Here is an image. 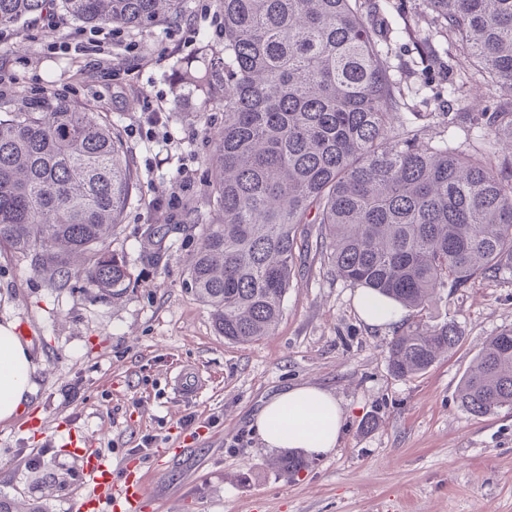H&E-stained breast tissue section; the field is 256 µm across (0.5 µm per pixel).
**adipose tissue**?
Masks as SVG:
<instances>
[{"label": "adipose tissue", "mask_w": 512, "mask_h": 512, "mask_svg": "<svg viewBox=\"0 0 512 512\" xmlns=\"http://www.w3.org/2000/svg\"><path fill=\"white\" fill-rule=\"evenodd\" d=\"M354 304L371 327H388L401 317L398 305L367 288L358 289ZM38 361L30 342L23 340L13 320H0V423L13 422L36 390ZM253 428L262 442L279 450L322 456L338 446L343 412L327 390L308 384L272 395L259 409Z\"/></svg>", "instance_id": "ef3b65f1"}]
</instances>
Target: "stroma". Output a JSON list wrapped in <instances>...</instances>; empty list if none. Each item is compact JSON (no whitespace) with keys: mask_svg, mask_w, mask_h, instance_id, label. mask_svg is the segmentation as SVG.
I'll return each mask as SVG.
<instances>
[{"mask_svg":"<svg viewBox=\"0 0 512 512\" xmlns=\"http://www.w3.org/2000/svg\"><path fill=\"white\" fill-rule=\"evenodd\" d=\"M384 6L385 15L367 19L383 31L409 129L456 145L478 141L479 127L448 129L439 115L496 111L500 91L440 35L425 0ZM220 14L218 0H182L178 18L124 28L139 58L122 86L93 70V54L52 53L45 18L0 26V70L21 88L0 96V112L23 106L24 91L70 86L72 102L94 107L120 135L139 181L112 239L131 272L121 297L77 280L55 287L29 259L0 253V320H15L42 357L36 395L14 422L0 423V496L17 512H77L89 479L72 450L87 443L108 459L114 479L138 470L146 512H512V407L474 417L458 402L482 344L512 328V280L443 288L423 315L405 310V322L452 321L463 336L412 379L390 371L393 330L361 320L355 287L315 249L297 260L275 331L250 345L224 340L187 287L199 226L211 219L204 160L224 125V102L179 85L175 64L204 41L223 49L214 33ZM147 99L164 108L159 125L143 110ZM176 183L186 189L174 198L168 189ZM153 224L169 227L158 261ZM183 368L199 374L196 397L171 389ZM304 383L336 397L343 432L336 450L306 458L288 476L252 421L272 394Z\"/></svg>","mask_w":512,"mask_h":512,"instance_id":"stroma-1","label":"stroma"}]
</instances>
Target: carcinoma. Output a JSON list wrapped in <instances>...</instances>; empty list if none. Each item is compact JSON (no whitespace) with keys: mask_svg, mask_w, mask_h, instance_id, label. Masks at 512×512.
I'll return each mask as SVG.
<instances>
[{"mask_svg":"<svg viewBox=\"0 0 512 512\" xmlns=\"http://www.w3.org/2000/svg\"><path fill=\"white\" fill-rule=\"evenodd\" d=\"M436 20L505 96L473 121L512 151V0H428ZM58 7L89 24L149 26L181 0H0V25ZM224 52L204 44L182 79L224 100L208 164L214 217L202 225L187 283L224 339L273 332L292 284L303 226L336 277L426 310L437 290L478 277L512 279V157L448 148L400 120L396 83L361 0H219ZM135 173L96 113L47 97L0 112V251L66 285L126 293L111 249ZM462 335L453 322H413L387 344L398 378L424 374ZM485 416L512 406V328L490 337L458 389ZM295 453L276 460L291 475Z\"/></svg>","mask_w":512,"mask_h":512,"instance_id":"1","label":"carcinoma"}]
</instances>
